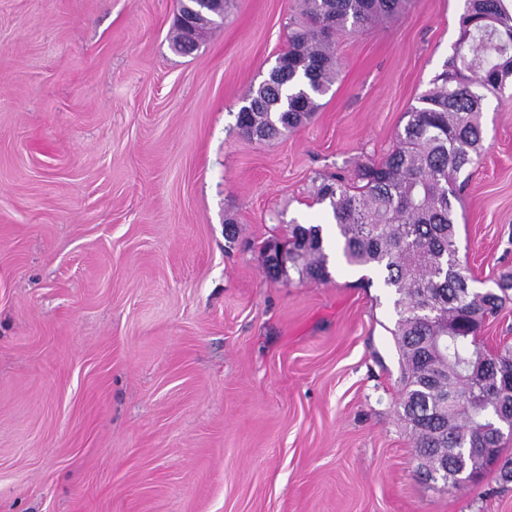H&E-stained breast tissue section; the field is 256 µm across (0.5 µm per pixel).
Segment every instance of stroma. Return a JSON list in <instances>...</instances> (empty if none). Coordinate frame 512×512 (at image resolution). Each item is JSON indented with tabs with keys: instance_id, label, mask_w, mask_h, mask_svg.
Masks as SVG:
<instances>
[{
	"instance_id": "35a3bbf8",
	"label": "stroma",
	"mask_w": 512,
	"mask_h": 512,
	"mask_svg": "<svg viewBox=\"0 0 512 512\" xmlns=\"http://www.w3.org/2000/svg\"><path fill=\"white\" fill-rule=\"evenodd\" d=\"M464 9L337 35L318 111L258 142L236 116L300 0H235L190 55L176 0H0V512H512L498 468L420 478L381 276L263 252L295 222L334 240L314 180L392 149ZM482 124L455 208L485 292L512 272V82Z\"/></svg>"
}]
</instances>
